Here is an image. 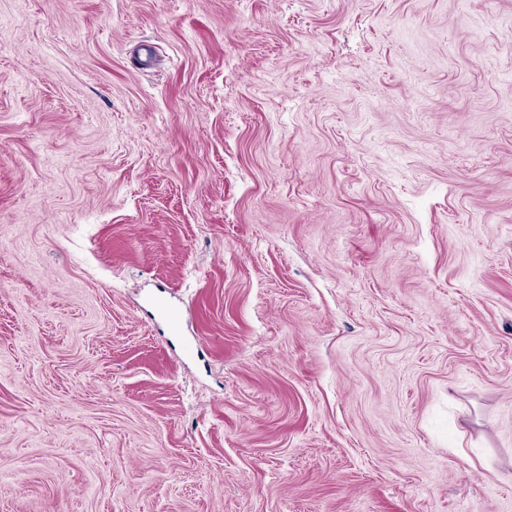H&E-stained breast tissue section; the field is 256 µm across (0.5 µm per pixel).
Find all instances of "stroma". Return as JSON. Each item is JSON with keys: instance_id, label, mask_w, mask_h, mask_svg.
<instances>
[{"instance_id": "stroma-1", "label": "stroma", "mask_w": 512, "mask_h": 512, "mask_svg": "<svg viewBox=\"0 0 512 512\" xmlns=\"http://www.w3.org/2000/svg\"><path fill=\"white\" fill-rule=\"evenodd\" d=\"M0 512H512V0H0Z\"/></svg>"}]
</instances>
